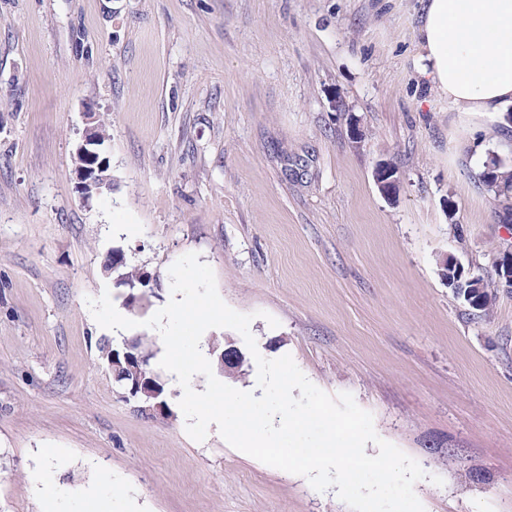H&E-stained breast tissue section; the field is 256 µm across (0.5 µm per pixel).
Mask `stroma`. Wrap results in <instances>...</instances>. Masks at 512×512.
<instances>
[{"label": "stroma", "mask_w": 512, "mask_h": 512, "mask_svg": "<svg viewBox=\"0 0 512 512\" xmlns=\"http://www.w3.org/2000/svg\"><path fill=\"white\" fill-rule=\"evenodd\" d=\"M421 8L0 0V512H351L217 428L191 439L170 372L167 414L125 398L102 342L164 343L94 320L88 299L120 294L103 269L115 247L160 278L150 312L194 252L223 301L253 314L257 354L229 328L200 342L243 353L231 387L257 392L255 355H291L421 466L425 512H512V290L486 316L438 271L450 254L490 277L512 253L479 177L512 128L425 85ZM90 112L112 121L113 187L87 198L76 149ZM382 160L401 177L392 199ZM436 442L455 455H432ZM374 174L379 189L387 198L396 194L400 183L397 171L387 166L386 162L380 161L375 167Z\"/></svg>", "instance_id": "obj_1"}]
</instances>
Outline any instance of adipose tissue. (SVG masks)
I'll return each instance as SVG.
<instances>
[{"label": "adipose tissue", "instance_id": "obj_1", "mask_svg": "<svg viewBox=\"0 0 512 512\" xmlns=\"http://www.w3.org/2000/svg\"><path fill=\"white\" fill-rule=\"evenodd\" d=\"M420 73L457 112L512 109V0H426Z\"/></svg>", "mask_w": 512, "mask_h": 512}]
</instances>
